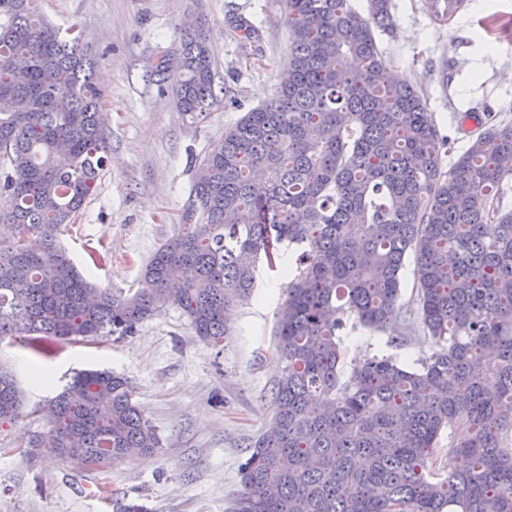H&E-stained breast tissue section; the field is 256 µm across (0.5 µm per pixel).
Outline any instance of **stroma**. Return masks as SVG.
<instances>
[{"instance_id":"stroma-1","label":"stroma","mask_w":512,"mask_h":512,"mask_svg":"<svg viewBox=\"0 0 512 512\" xmlns=\"http://www.w3.org/2000/svg\"><path fill=\"white\" fill-rule=\"evenodd\" d=\"M424 2L392 0L395 30L379 34L378 45L460 151L475 125L458 127L459 113L512 102V39L502 35L512 26V0H465L446 22ZM38 7L59 27L74 28L98 60L100 110L111 133V165L61 244L90 280L136 287L149 257L183 228L196 158L274 95L288 59L285 15L279 0H38ZM197 20L215 62L216 100L207 116L194 118L178 110L154 68L177 61L186 24ZM243 20L255 29L248 41L236 29ZM489 49L488 68L470 77L468 62ZM283 285L279 269L260 264L254 294L233 308L234 334L220 348L196 336L175 307L144 321L135 336L58 343L41 360L18 342L0 341V361L24 393L19 418L0 426V512H112L116 497L145 512H230L248 442L271 418L282 370L274 327ZM37 361L52 387L33 380ZM83 369H109L131 382L160 438L156 453L97 468L50 459L44 448H15L45 429L46 401Z\"/></svg>"}]
</instances>
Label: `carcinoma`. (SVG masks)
I'll list each match as a JSON object with an SVG mask.
<instances>
[{"label": "carcinoma", "instance_id": "cac0c4a2", "mask_svg": "<svg viewBox=\"0 0 512 512\" xmlns=\"http://www.w3.org/2000/svg\"><path fill=\"white\" fill-rule=\"evenodd\" d=\"M291 34L275 97L246 113L198 160L185 232L116 295L86 279L58 238L98 190L109 136L95 63L37 0H0V340L46 354L59 342L131 337L167 307L221 346L236 302L265 258L287 280L275 352L283 371L273 416L252 440L232 512H512V122L465 112L478 132L444 168L440 135L418 90L392 79L377 33L391 0H282ZM177 106L214 102L202 29L185 33ZM414 257V306L400 302ZM359 327L400 349L341 365ZM22 394L0 365V425ZM26 447L103 465L160 448L122 376L77 373ZM455 462L440 477L438 448Z\"/></svg>", "mask_w": 512, "mask_h": 512}]
</instances>
